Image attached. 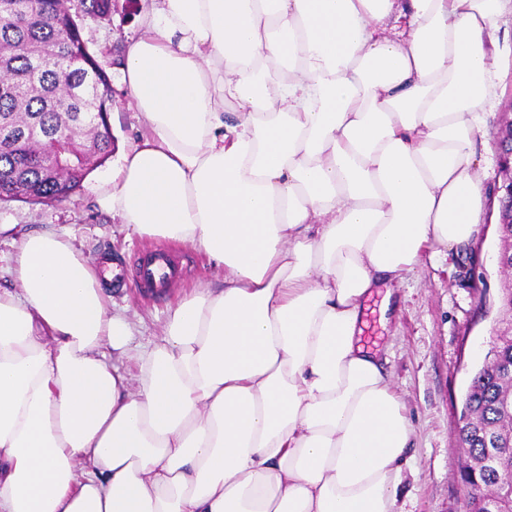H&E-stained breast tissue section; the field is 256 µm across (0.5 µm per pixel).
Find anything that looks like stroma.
<instances>
[{
	"mask_svg": "<svg viewBox=\"0 0 512 512\" xmlns=\"http://www.w3.org/2000/svg\"><path fill=\"white\" fill-rule=\"evenodd\" d=\"M144 8L145 0H129L126 14L84 20L83 35L107 69L114 89L115 150L93 167L66 200L51 204L0 201V225L6 227L0 232V289L15 287L12 257L22 238L34 232L67 233L90 263L99 264L107 254L130 271L143 253L169 250L181 257L186 272L167 289L149 294L131 281L107 289L112 310L134 321L135 343L148 346L162 336L170 305L191 288L217 282L220 275L197 249L138 235L97 203L120 166L122 152L143 129L142 118L112 60L131 39L141 36L139 17ZM500 38L503 80L499 107L489 118L487 136L477 145L484 159L480 175L489 190L478 231L465 247L437 256L424 252L416 270L393 287L394 310L382 311L384 294L380 291L368 302L364 341L387 357L392 387L414 430L411 453L416 476L398 489L399 512H465L464 490L456 472L458 420L471 374L491 346L498 297L505 284L497 262L501 241L497 233L496 133L512 114L511 17L502 21Z\"/></svg>",
	"mask_w": 512,
	"mask_h": 512,
	"instance_id": "stroma-1",
	"label": "stroma"
}]
</instances>
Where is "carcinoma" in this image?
I'll use <instances>...</instances> for the list:
<instances>
[{
  "label": "carcinoma",
  "mask_w": 512,
  "mask_h": 512,
  "mask_svg": "<svg viewBox=\"0 0 512 512\" xmlns=\"http://www.w3.org/2000/svg\"><path fill=\"white\" fill-rule=\"evenodd\" d=\"M110 0H0V128L14 132L0 139V200L17 198L51 203L68 198L90 165L111 156L112 107L100 103L95 78L107 85L97 56L79 58L83 29L68 26L71 12L100 19ZM73 129L55 155L63 167L55 174L47 144ZM459 433L465 448L462 482L483 490L482 512H490L512 485V331L496 339L475 372L464 400Z\"/></svg>",
  "instance_id": "cac0c4a2"
}]
</instances>
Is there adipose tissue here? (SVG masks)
Returning a JSON list of instances; mask_svg holds the SVG:
<instances>
[{
    "mask_svg": "<svg viewBox=\"0 0 512 512\" xmlns=\"http://www.w3.org/2000/svg\"><path fill=\"white\" fill-rule=\"evenodd\" d=\"M512 0H149L103 210L222 269L134 344L65 235L0 289V512H397L412 426L365 300L468 243ZM134 360L129 376L107 351Z\"/></svg>",
    "mask_w": 512,
    "mask_h": 512,
    "instance_id": "obj_1",
    "label": "adipose tissue"
}]
</instances>
